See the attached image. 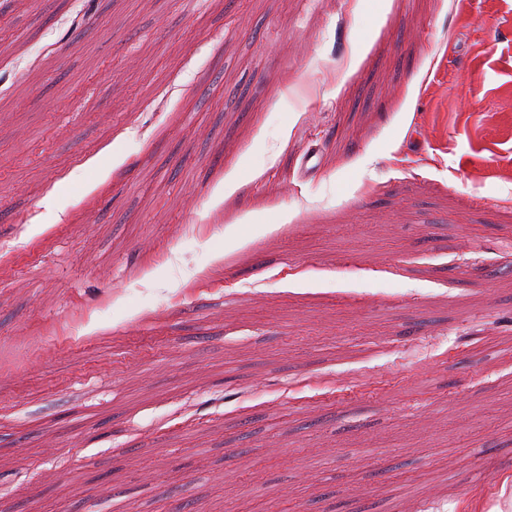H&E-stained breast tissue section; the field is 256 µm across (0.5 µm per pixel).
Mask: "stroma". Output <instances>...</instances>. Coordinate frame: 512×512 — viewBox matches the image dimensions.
<instances>
[{
    "mask_svg": "<svg viewBox=\"0 0 512 512\" xmlns=\"http://www.w3.org/2000/svg\"><path fill=\"white\" fill-rule=\"evenodd\" d=\"M9 512H512V0H9Z\"/></svg>",
    "mask_w": 512,
    "mask_h": 512,
    "instance_id": "1",
    "label": "stroma"
}]
</instances>
